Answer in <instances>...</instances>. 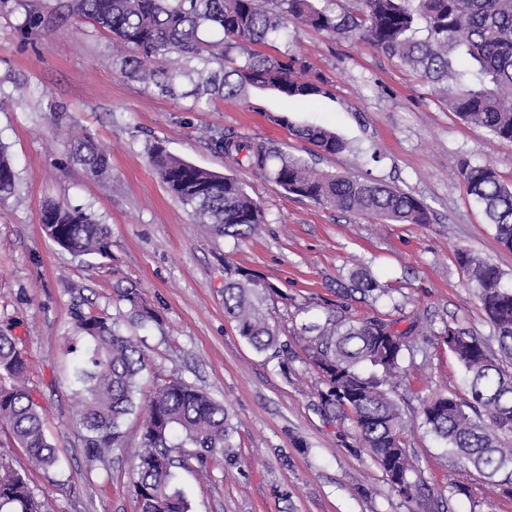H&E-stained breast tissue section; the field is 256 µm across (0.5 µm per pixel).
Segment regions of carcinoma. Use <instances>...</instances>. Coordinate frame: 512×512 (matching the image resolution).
Masks as SVG:
<instances>
[{
	"label": "carcinoma",
	"mask_w": 512,
	"mask_h": 512,
	"mask_svg": "<svg viewBox=\"0 0 512 512\" xmlns=\"http://www.w3.org/2000/svg\"><path fill=\"white\" fill-rule=\"evenodd\" d=\"M75 14L112 34L128 54L122 72L143 84L175 95L182 77H197L196 96L248 99L254 90H274L291 100L329 94L323 77L295 52L276 55L250 46L268 45L294 22L333 35L358 37L381 54L398 58L437 91L448 109L467 124L486 129L493 139L512 143V0H348L339 14L313 0H73ZM424 36H419L420 32ZM205 32L221 38L202 39ZM243 54V61L225 63ZM483 80L466 79L463 64ZM321 152L346 149L335 132L320 126L291 128ZM216 150L236 165L273 181L289 194L321 205L398 224H428L430 211L414 195L370 180L319 175L307 162L270 141L222 133L210 137ZM71 154L94 177L109 172V157L91 138L75 135ZM148 161L169 192L189 207L201 224L226 235H242L266 223L260 203L231 175L198 167L169 152L161 143L148 150ZM467 192L481 207L501 247L512 251V185L489 163H462ZM16 188V173L0 146V195ZM46 236L74 256L109 255L106 225L92 213L53 202L41 211ZM456 259L475 283L482 307L494 326L498 351L466 330L444 326L445 343L466 373L471 400L440 394L421 404L422 423L448 449L512 496V288L502 284L493 263L460 249ZM389 292L368 271L351 274L343 293L369 298ZM276 287L236 270L224 281V312L239 336L271 358L288 356L264 308ZM129 307L130 323L158 320L136 288L116 289ZM382 318L354 321L329 316L310 330L311 364L318 375L321 405L351 421L362 447L382 469L392 489L412 501L423 497L412 479L415 466L407 452L402 408L395 378L404 372L418 322L403 329ZM66 337L75 355L72 394L82 409L85 463L92 472L124 443L127 416L140 417L138 448L131 463L133 491L140 512H191L176 484V469L196 461L207 467L221 456L238 462L235 427L224 402L178 378L162 380L140 397V377L149 358L137 337L105 310L74 305ZM0 427L8 430L30 465L49 471L61 467L58 450L46 433L43 411L28 385L27 356L12 327L0 329ZM0 512H56L53 500L35 495L26 479L0 462Z\"/></svg>",
	"instance_id": "obj_1"
}]
</instances>
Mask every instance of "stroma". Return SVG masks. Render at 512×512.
<instances>
[{
    "instance_id": "obj_1",
    "label": "stroma",
    "mask_w": 512,
    "mask_h": 512,
    "mask_svg": "<svg viewBox=\"0 0 512 512\" xmlns=\"http://www.w3.org/2000/svg\"><path fill=\"white\" fill-rule=\"evenodd\" d=\"M70 3L0 0V144L17 174L15 192L0 197V325L12 323L27 352L33 394L62 463L30 473L34 492L53 498L57 512H139L130 464L138 419H127L125 446L107 466L87 472L65 340L75 302L114 314L116 288L132 285L159 317L131 328L151 359L145 391L174 376L234 413L239 464L217 458L206 472H177L193 512H421L391 488L353 425L321 411V385L308 357V326L331 315L382 318L397 306L404 317L432 326L415 336L396 384L418 479L441 512H512V497L449 454L419 416L425 399L469 396L465 372L440 335L444 325L494 339L456 251L497 265L507 287L512 251L498 244L459 170L466 160L488 162L512 182V143L461 122L414 72L358 37L296 23L274 48L305 56L326 79L328 96L286 100L267 92L250 108L237 99L150 92L120 74L111 35L80 19ZM32 12L41 23L28 30ZM274 114L286 115L287 125L272 123ZM307 125L331 128L346 150L324 154L300 140L293 130ZM74 127L86 129L108 155V178L89 176L71 159ZM217 132L271 139L316 171L400 188L428 206L431 221L372 220L288 194L216 151L207 137ZM158 142L240 179L266 224L233 237L196 223L148 163V149ZM49 201L94 212L109 228L111 257H75L48 240L40 215ZM235 268L276 286L267 305L292 351L287 365L257 353L227 318L224 280ZM361 268L388 285L390 296L373 303L343 297L338 283Z\"/></svg>"
}]
</instances>
